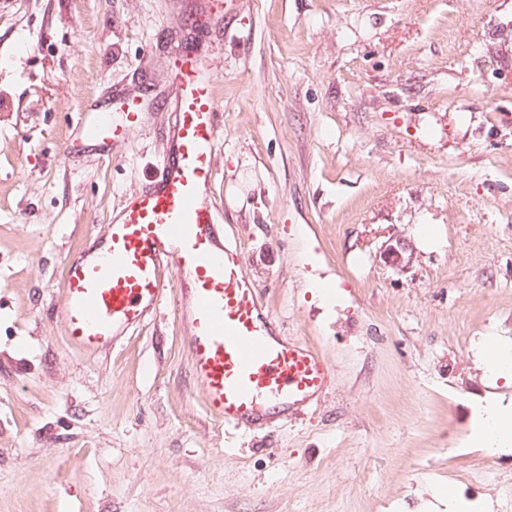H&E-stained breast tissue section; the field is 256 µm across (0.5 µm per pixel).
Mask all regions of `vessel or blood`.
<instances>
[{
  "label": "vessel or blood",
  "mask_w": 512,
  "mask_h": 512,
  "mask_svg": "<svg viewBox=\"0 0 512 512\" xmlns=\"http://www.w3.org/2000/svg\"><path fill=\"white\" fill-rule=\"evenodd\" d=\"M173 84L175 116L155 182L105 226L99 255L67 264L59 320L75 348L117 345L156 315L173 278L190 299L178 316L207 412L232 431L262 424L272 407L296 417L325 394L329 367L307 345L273 335L217 229L210 191L222 124L214 74L203 57L185 55ZM112 114L81 120L79 140L114 148L122 128Z\"/></svg>",
  "instance_id": "obj_1"
}]
</instances>
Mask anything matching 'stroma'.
Returning <instances> with one entry per match:
<instances>
[{
    "instance_id": "1",
    "label": "stroma",
    "mask_w": 512,
    "mask_h": 512,
    "mask_svg": "<svg viewBox=\"0 0 512 512\" xmlns=\"http://www.w3.org/2000/svg\"><path fill=\"white\" fill-rule=\"evenodd\" d=\"M188 50L217 73L224 243L331 373L236 435L179 291L94 353L57 318L167 146ZM114 89L140 123L108 156L73 143ZM466 336L512 350V0H0V512H448L449 449L512 406Z\"/></svg>"
}]
</instances>
